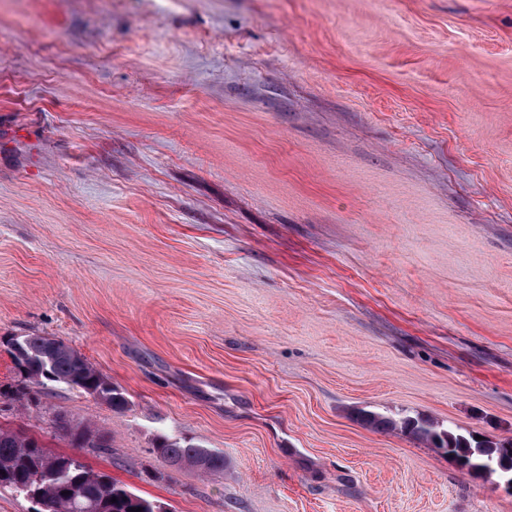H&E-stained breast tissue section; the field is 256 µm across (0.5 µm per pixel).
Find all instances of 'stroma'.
I'll return each mask as SVG.
<instances>
[{
  "mask_svg": "<svg viewBox=\"0 0 512 512\" xmlns=\"http://www.w3.org/2000/svg\"><path fill=\"white\" fill-rule=\"evenodd\" d=\"M32 334L127 408L8 398ZM365 411L512 438V0H0V428L167 512H512ZM54 423L57 430L58 428L62 430L74 445L79 447L89 445L92 448H109L107 447L105 436L101 433H93L90 429L78 425L72 426L62 417H56ZM155 448L178 469L191 467L205 476L224 472V455L213 449L197 444H184L179 439L162 435L156 438Z\"/></svg>",
  "mask_w": 512,
  "mask_h": 512,
  "instance_id": "stroma-1",
  "label": "stroma"
}]
</instances>
